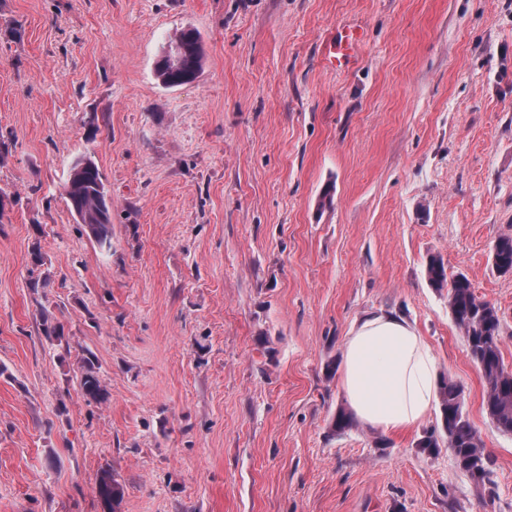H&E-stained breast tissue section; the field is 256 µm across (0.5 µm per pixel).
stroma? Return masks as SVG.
I'll list each match as a JSON object with an SVG mask.
<instances>
[{
  "instance_id": "35a3bbf8",
  "label": "stroma",
  "mask_w": 512,
  "mask_h": 512,
  "mask_svg": "<svg viewBox=\"0 0 512 512\" xmlns=\"http://www.w3.org/2000/svg\"><path fill=\"white\" fill-rule=\"evenodd\" d=\"M351 19L357 65L325 69ZM187 27L203 70L165 87ZM84 155L108 249L62 195ZM508 233L512 0H0V512H108L106 470L115 512H512V434L426 276L441 257L496 306L512 365ZM379 309L461 386L494 499L418 448L440 410L333 431L344 339ZM178 55L176 64L172 61ZM204 61L199 33L193 28H182L170 38L168 49L158 59L155 73L161 84L176 87L195 81ZM493 263L499 273L512 274V234L501 235L493 249Z\"/></svg>"
}]
</instances>
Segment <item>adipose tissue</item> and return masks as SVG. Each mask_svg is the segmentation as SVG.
I'll return each instance as SVG.
<instances>
[{"instance_id": "adipose-tissue-1", "label": "adipose tissue", "mask_w": 512, "mask_h": 512, "mask_svg": "<svg viewBox=\"0 0 512 512\" xmlns=\"http://www.w3.org/2000/svg\"><path fill=\"white\" fill-rule=\"evenodd\" d=\"M436 381L428 342L395 313L366 315L345 338L339 383L367 426L390 433L417 428L434 408Z\"/></svg>"}]
</instances>
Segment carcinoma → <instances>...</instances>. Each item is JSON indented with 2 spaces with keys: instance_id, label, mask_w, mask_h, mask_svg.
<instances>
[{
  "instance_id": "1",
  "label": "carcinoma",
  "mask_w": 512,
  "mask_h": 512,
  "mask_svg": "<svg viewBox=\"0 0 512 512\" xmlns=\"http://www.w3.org/2000/svg\"><path fill=\"white\" fill-rule=\"evenodd\" d=\"M203 61L199 33L193 28H183L170 38L168 49L156 62V77L167 87L192 83L201 71ZM63 191L76 223L82 225L88 236L101 247L111 248L112 200L98 165L87 156L77 158ZM492 252L496 270L512 274V234L500 236ZM427 278L432 287L440 291L448 289V309L452 319L465 336L467 352L485 381V410L498 431L511 434L512 366L505 364L502 352L498 309L476 295L466 276L458 274L448 278L447 268L440 257L429 261ZM79 387L88 398H103L100 381L89 368L80 374ZM439 398L441 426L425 431L417 447L434 452L443 440L459 468L475 484L491 483L493 462L478 430L463 410L460 386L451 379L441 381ZM97 491L106 505L117 503L120 497L119 486L108 472L100 477Z\"/></svg>"
}]
</instances>
